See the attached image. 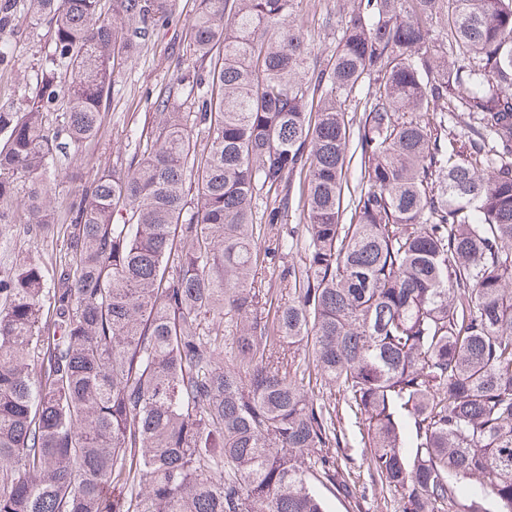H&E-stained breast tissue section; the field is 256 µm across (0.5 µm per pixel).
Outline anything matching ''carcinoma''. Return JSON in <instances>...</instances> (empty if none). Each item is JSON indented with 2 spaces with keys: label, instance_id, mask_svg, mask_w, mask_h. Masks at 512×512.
I'll return each mask as SVG.
<instances>
[{
  "label": "carcinoma",
  "instance_id": "cac0c4a2",
  "mask_svg": "<svg viewBox=\"0 0 512 512\" xmlns=\"http://www.w3.org/2000/svg\"><path fill=\"white\" fill-rule=\"evenodd\" d=\"M296 6L197 0L194 113L161 90L130 161L66 191L54 266L0 264V512H328L307 461L355 497L344 422L401 512H512V0H359L326 65ZM169 7L28 0L72 78L0 109L1 231H48L53 152ZM303 241L302 239L299 241L298 247L293 248L292 253L288 256H283L282 258L276 257V259L272 260L269 265L270 268L267 270V278L272 283L274 288L280 287V273L284 267H287L289 263L296 262L303 255Z\"/></svg>",
  "mask_w": 512,
  "mask_h": 512
}]
</instances>
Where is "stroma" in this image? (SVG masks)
I'll return each instance as SVG.
<instances>
[{
	"label": "stroma",
	"instance_id": "stroma-1",
	"mask_svg": "<svg viewBox=\"0 0 512 512\" xmlns=\"http://www.w3.org/2000/svg\"><path fill=\"white\" fill-rule=\"evenodd\" d=\"M357 0H301L296 22L304 32L313 57L327 64L338 45V21ZM193 0H171L168 25L158 27L134 58L117 67L112 89L103 104L105 121L99 135L88 143L82 154H57L52 171L60 183L70 177L93 180L101 170L129 159L134 151L132 131L151 117L159 90L175 83L183 111H190L188 96L194 73L203 71L190 52V25ZM12 59L11 66L0 68V109L23 111L50 70L53 40L48 24L34 25L28 20L24 0H16L11 24L0 29V47ZM55 222L48 234L23 236L0 234V263L23 257L50 264L54 250L62 246L60 227L70 218L63 209H55ZM345 454L351 460L356 481V496L349 499L326 482L318 468H310L311 484L324 499L328 512H400L397 494L381 489L369 478L361 449L352 447Z\"/></svg>",
	"mask_w": 512,
	"mask_h": 512
}]
</instances>
